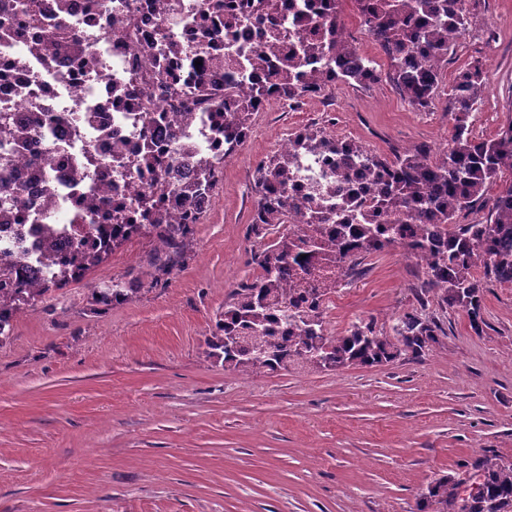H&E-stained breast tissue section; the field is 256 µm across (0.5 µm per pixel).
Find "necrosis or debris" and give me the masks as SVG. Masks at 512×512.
<instances>
[{
    "label": "necrosis or debris",
    "instance_id": "necrosis-or-debris-1",
    "mask_svg": "<svg viewBox=\"0 0 512 512\" xmlns=\"http://www.w3.org/2000/svg\"><path fill=\"white\" fill-rule=\"evenodd\" d=\"M329 2L276 0L272 13L229 29L224 18L240 12L241 0H67L62 16L56 0H44L46 23L64 20L88 48L91 62L85 67L55 49L22 57L25 37L15 36L9 18L0 14V112L20 117L38 112L44 121L37 151H19L12 163L14 176L29 185L27 226L20 234L14 226H0V252L25 253L29 265L38 266L42 225H60L62 243H73L70 223L77 197H92L105 184L111 186L113 200L135 210L150 184L147 170L135 165L146 152H154L158 173L177 185L190 180L196 160L223 153L224 145L214 135V112L167 103L154 122H146L140 99L157 94L155 72H162L178 89L236 78L242 90H261L265 107L282 100V68L289 58L303 61L297 73L305 99L316 98L320 85L335 84L341 61L304 60L309 44L331 40L321 26ZM200 22L222 25V41L202 42L196 28ZM163 32L173 47L154 65L146 52L157 49ZM256 48L266 49L270 62L252 70L246 53ZM116 146L132 160V167L114 166ZM278 146L294 159L282 193L292 207L293 223L300 226L299 238L308 236L304 225L311 210L329 206L346 190L373 188L361 170L342 171L334 151L310 152L285 138ZM76 168L83 172L77 184L72 181ZM46 182L55 189L49 203L40 194Z\"/></svg>",
    "mask_w": 512,
    "mask_h": 512
}]
</instances>
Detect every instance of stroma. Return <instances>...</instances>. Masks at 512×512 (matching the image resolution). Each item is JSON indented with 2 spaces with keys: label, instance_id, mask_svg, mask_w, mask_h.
<instances>
[{
  "label": "stroma",
  "instance_id": "35a3bbf8",
  "mask_svg": "<svg viewBox=\"0 0 512 512\" xmlns=\"http://www.w3.org/2000/svg\"><path fill=\"white\" fill-rule=\"evenodd\" d=\"M340 17L380 80L254 113L177 267L156 276L155 241L136 237L18 310L0 341V512H418L432 480L464 477L483 450L512 460L511 284L484 289L478 333L422 292V266L394 246L327 302L325 326L341 336L371 320L390 336L418 312L443 329L422 356L252 372L225 369L208 346L230 291L259 274L256 255L284 231L251 230L256 169L281 136L313 127L388 158L420 143L442 154L450 87L476 58L488 84L474 134L491 138L512 118V0L472 4L422 110L394 89L350 0ZM131 274L138 294L93 303L94 289Z\"/></svg>",
  "mask_w": 512,
  "mask_h": 512
}]
</instances>
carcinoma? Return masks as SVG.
<instances>
[{
    "label": "carcinoma",
    "mask_w": 512,
    "mask_h": 512,
    "mask_svg": "<svg viewBox=\"0 0 512 512\" xmlns=\"http://www.w3.org/2000/svg\"><path fill=\"white\" fill-rule=\"evenodd\" d=\"M367 35L375 42L390 66L389 80L416 108L428 107L438 88L441 65L456 39L448 32L465 33L466 11L456 0H353ZM0 10L10 14L22 27L47 31L44 41L26 46L27 53L44 54L46 44L65 48L73 57L86 55V48L62 20L44 29L41 0H0ZM417 15L418 26H403L404 15ZM342 55V73L336 79L363 84L374 73L373 60L359 54L346 39L336 42ZM429 53L430 66L417 57ZM487 84L482 62L475 60L455 77L448 98L453 127L451 143L440 156L422 144L389 160L355 143L352 149L337 147L347 168L364 169L376 184L369 202L352 193L342 198L339 209L345 223L332 227V239L323 240L325 224L334 213L311 216L309 230L313 243L328 251L336 266H348L357 274L360 259L401 243L412 233L416 256L423 263L425 287L438 292L440 301L465 312L470 326L482 331L483 288L496 281L512 283V119L491 139L472 134L469 119L473 106ZM237 84L224 83L198 89L186 106L220 108L232 101ZM255 112L251 96L243 94L234 111L224 116L217 131L225 140L248 135ZM43 118L30 112L18 122L10 112H0V170L11 166L14 154L42 133ZM307 149H330L328 137L304 128L297 133ZM291 158L282 151L256 170V205L251 226L255 231L288 221L287 200L277 186L288 182ZM197 177L179 190L163 180H153L150 191L139 199L144 224H99L97 211L109 208V188L85 201L87 224L83 239L62 250L53 224L42 225L41 268L33 269L23 253L0 255V341L8 338L14 314L20 306L41 301L53 287L76 280L100 264L113 249L134 237L151 236L160 247L150 260L155 272L169 273L178 263L196 218L174 224L168 213L157 207L155 197L180 193L188 202L215 194L223 174V159L198 161ZM492 185L499 187L490 198L492 218L475 224H458V213L470 209ZM26 186L0 180V226L25 222L23 211ZM313 254L301 258L293 232L263 250L257 257L260 273L238 284L224 305V318L216 323L209 347L224 357V368L251 371L286 369L291 363L316 368L345 365L373 366L388 363L400 352L419 356L438 343L441 327L433 320L408 313L399 318L395 336L376 330L372 321L352 324L343 336L328 334L322 303L301 294L288 300L293 282L310 263ZM139 292L136 280L117 281L110 288L95 291V300L104 305L120 303ZM235 334L242 341L234 349L224 345V337ZM421 512H512V463L486 450L470 464L464 477L443 476L427 487L421 498Z\"/></svg>",
    "instance_id": "cac0c4a2"
}]
</instances>
